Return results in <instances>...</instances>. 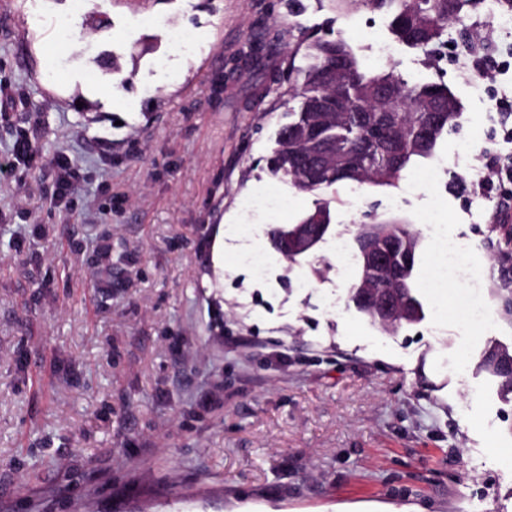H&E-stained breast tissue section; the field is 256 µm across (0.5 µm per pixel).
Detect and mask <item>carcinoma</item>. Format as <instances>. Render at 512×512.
Returning a JSON list of instances; mask_svg holds the SVG:
<instances>
[{"mask_svg":"<svg viewBox=\"0 0 512 512\" xmlns=\"http://www.w3.org/2000/svg\"><path fill=\"white\" fill-rule=\"evenodd\" d=\"M385 6L391 13L390 27L397 40L425 55L442 43L448 26L461 24L471 0H372ZM303 64L293 67L292 97L298 106L289 109L288 122L279 130L276 147L268 158L270 172L290 182L301 191L332 189L350 181L379 186L396 185L403 170L409 165L430 158L448 128L456 125L460 115L457 99L447 87L436 83L410 82L392 71H377L362 67L347 41L341 37L317 39L296 48ZM341 57L347 74L336 82L332 93L323 81L328 62ZM393 90L389 102L391 111L377 112L373 105L378 90ZM338 97L343 115L322 124L320 139L336 152L337 165L309 166L298 158L303 138L318 120L320 113L336 111L326 102ZM451 99L453 110L434 128L428 139L421 138V126L431 117V109L438 102ZM331 223V200L318 202L314 209L300 219L304 224L312 217ZM386 234L399 241H409L418 247V237L407 224H382ZM497 233L498 263L501 273L495 294L504 302L505 310L512 312V226L491 225ZM414 268L399 272L395 279L384 282L397 288L403 299L419 314L423 305L413 287ZM363 281V270L351 284L350 299L358 310L373 322L378 316L365 308L359 299L358 288ZM506 351L492 346L485 351L482 366L500 381L502 391L512 394V369L492 365V357H503Z\"/></svg>","mask_w":512,"mask_h":512,"instance_id":"cac0c4a2","label":"carcinoma"}]
</instances>
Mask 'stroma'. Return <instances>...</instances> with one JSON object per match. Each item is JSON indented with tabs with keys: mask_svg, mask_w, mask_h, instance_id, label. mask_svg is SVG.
Returning <instances> with one entry per match:
<instances>
[{
	"mask_svg": "<svg viewBox=\"0 0 512 512\" xmlns=\"http://www.w3.org/2000/svg\"><path fill=\"white\" fill-rule=\"evenodd\" d=\"M134 16L152 23L124 33ZM171 27L189 50L170 48ZM329 33L457 98L434 151L443 191L419 182L424 160L393 187L286 183V203L254 216L245 198L277 183L265 158L293 49ZM393 39L370 0H0V80L28 95L0 121V158L28 127L41 157L0 178V512H512V394L479 367L488 346L512 350L489 230L512 180L479 185L487 157L512 156V30L477 6L441 64L402 44L378 60ZM249 45L259 69L237 56ZM61 151L83 174L68 216L44 165ZM326 195L325 239L275 256L270 229ZM379 222L422 236L426 317L394 333L357 310V270L334 254ZM104 240L108 290L93 277ZM446 241L469 249L481 287L441 268ZM245 252L274 255L264 280ZM217 382L223 406L201 407Z\"/></svg>",
	"mask_w": 512,
	"mask_h": 512,
	"instance_id": "obj_1",
	"label": "stroma"
}]
</instances>
